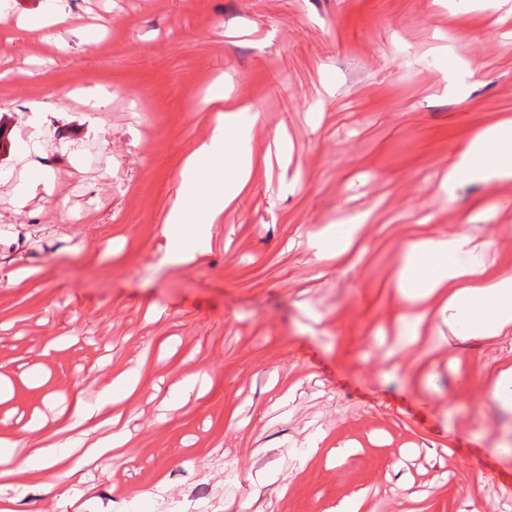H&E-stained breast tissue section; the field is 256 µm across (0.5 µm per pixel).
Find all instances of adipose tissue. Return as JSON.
<instances>
[{
	"label": "adipose tissue",
	"mask_w": 512,
	"mask_h": 512,
	"mask_svg": "<svg viewBox=\"0 0 512 512\" xmlns=\"http://www.w3.org/2000/svg\"><path fill=\"white\" fill-rule=\"evenodd\" d=\"M211 100L223 103L208 137L185 165L183 186L167 217L165 235L174 262H192L204 252L211 225L219 223L225 209L234 206L250 182L253 155L248 147L250 129L241 119L242 105L229 99L222 85H213ZM464 179L479 182L512 181V120H504L476 134L448 163L441 185L446 191ZM469 240L459 235L429 237L413 242L404 256L399 288L410 301L420 303L437 291L448 299V338L460 335L476 340L500 337L512 328V277L482 285H464L468 275ZM132 391L131 381L105 380L96 401H77L67 427L69 436L43 442L20 461L31 472L45 470L77 473L84 465L111 455L121 445L120 435L106 434L85 442L74 431H94L111 424L114 387Z\"/></svg>",
	"instance_id": "1"
}]
</instances>
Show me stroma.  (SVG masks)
<instances>
[{
  "label": "stroma",
  "instance_id": "1",
  "mask_svg": "<svg viewBox=\"0 0 512 512\" xmlns=\"http://www.w3.org/2000/svg\"><path fill=\"white\" fill-rule=\"evenodd\" d=\"M46 3L0 16V433L35 448L104 375L138 385L112 407L124 446L70 497L22 472L0 512L496 505L512 330L445 342L442 298L410 326L397 284L409 243L437 235L512 276V182L440 186L512 119V0H62L68 26L20 30ZM218 81L247 108L253 182L177 264L165 222ZM30 168L46 179L21 202ZM351 224L347 250L317 257Z\"/></svg>",
  "mask_w": 512,
  "mask_h": 512
}]
</instances>
